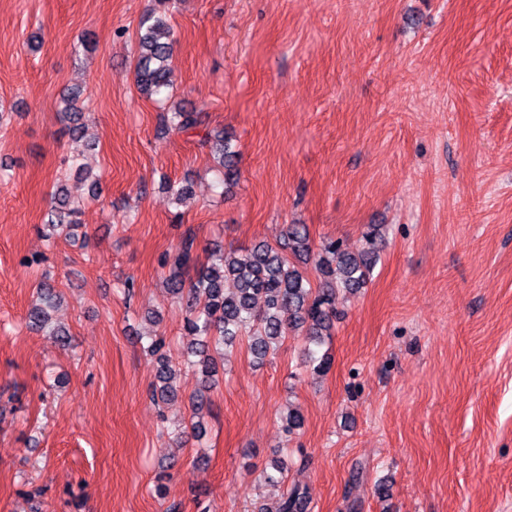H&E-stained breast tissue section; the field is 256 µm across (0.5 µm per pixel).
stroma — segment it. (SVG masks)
<instances>
[{
  "label": "stroma",
  "mask_w": 512,
  "mask_h": 512,
  "mask_svg": "<svg viewBox=\"0 0 512 512\" xmlns=\"http://www.w3.org/2000/svg\"><path fill=\"white\" fill-rule=\"evenodd\" d=\"M169 2L173 99L201 114L183 133L135 80L158 0H0V512H255L276 460L311 512H512V0ZM71 86L95 195L64 163ZM60 178L76 226L49 239ZM289 224L351 253L383 227L367 287L337 294L329 371L294 336L263 360L237 342L204 435L180 434L198 369L148 398V335L188 342L162 255ZM44 281L69 348L25 325Z\"/></svg>",
  "instance_id": "35a3bbf8"
}]
</instances>
